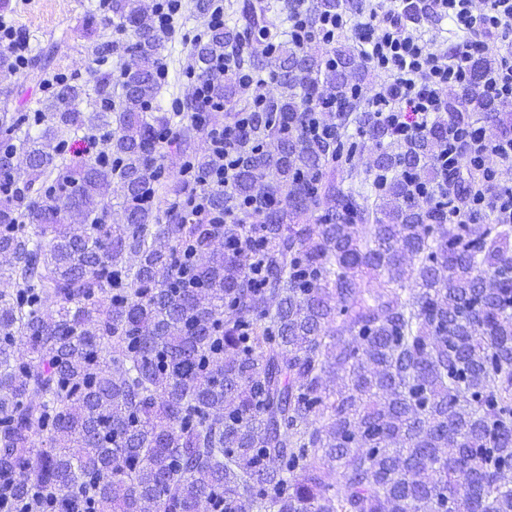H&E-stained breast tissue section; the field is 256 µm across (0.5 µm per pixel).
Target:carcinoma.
<instances>
[{"mask_svg": "<svg viewBox=\"0 0 512 512\" xmlns=\"http://www.w3.org/2000/svg\"><path fill=\"white\" fill-rule=\"evenodd\" d=\"M120 74L59 80L40 111L0 112V476L10 503L56 512H512V226L450 224L411 182L441 178L446 124L414 145L352 100L363 57L281 41L274 7L194 42L190 69L269 70L251 109L158 100L164 33L109 0ZM501 135L512 119L479 96ZM334 94L331 138L306 135ZM248 124L227 186H203L204 124ZM361 140H355L351 128ZM105 131L103 154L67 158ZM371 150L361 169L355 154ZM179 157L178 170L161 161ZM119 193L117 220L106 200ZM28 358L16 355L17 343ZM77 446L78 454L68 452Z\"/></svg>", "mask_w": 512, "mask_h": 512, "instance_id": "obj_1", "label": "carcinoma"}]
</instances>
